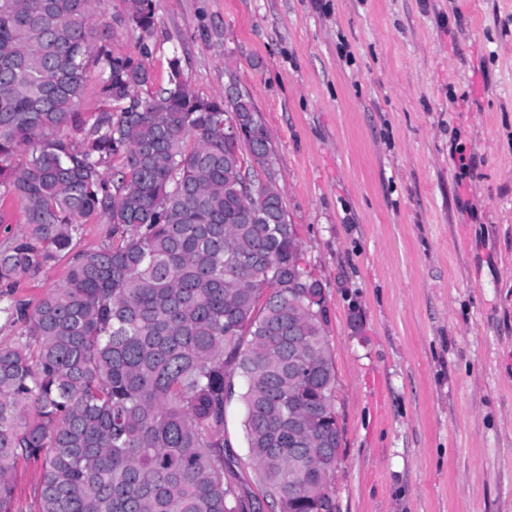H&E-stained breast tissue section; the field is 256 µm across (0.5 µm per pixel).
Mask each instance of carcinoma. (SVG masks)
I'll return each mask as SVG.
<instances>
[{
	"mask_svg": "<svg viewBox=\"0 0 512 512\" xmlns=\"http://www.w3.org/2000/svg\"><path fill=\"white\" fill-rule=\"evenodd\" d=\"M90 2L0 0V187L24 204L0 248V286L73 253L37 303L0 294V317L19 329L0 345V512H14L12 470L31 458L43 469L37 512H337L327 308L312 289L320 313L295 325L322 383L290 393L288 265L300 254L274 159L263 161L262 114L248 93L195 95L176 56L168 87L152 90V0H124L135 57L108 49ZM91 63L102 106L87 130L77 105ZM226 120L240 145L224 143ZM257 167L264 199L245 203L239 172ZM94 212L112 244L76 252ZM237 377L244 458L225 437ZM290 416L308 419L320 455L288 453Z\"/></svg>",
	"mask_w": 512,
	"mask_h": 512,
	"instance_id": "cac0c4a2",
	"label": "carcinoma"
}]
</instances>
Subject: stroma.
Returning a JSON list of instances; mask_svg holds the SVG:
<instances>
[{
	"mask_svg": "<svg viewBox=\"0 0 512 512\" xmlns=\"http://www.w3.org/2000/svg\"><path fill=\"white\" fill-rule=\"evenodd\" d=\"M154 88L262 114L336 374L339 512H512V0H153ZM137 55L122 0H91ZM61 254L15 295L64 281Z\"/></svg>",
	"mask_w": 512,
	"mask_h": 512,
	"instance_id": "35a3bbf8",
	"label": "stroma"
}]
</instances>
